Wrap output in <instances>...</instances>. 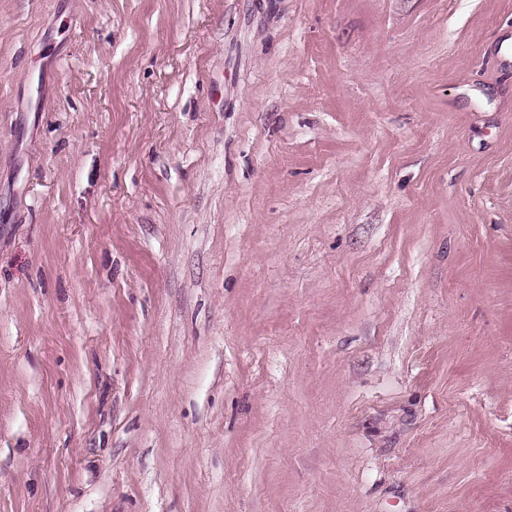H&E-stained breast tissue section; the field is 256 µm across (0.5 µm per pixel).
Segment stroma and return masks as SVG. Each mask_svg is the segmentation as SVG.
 <instances>
[{
    "instance_id": "1",
    "label": "stroma",
    "mask_w": 512,
    "mask_h": 512,
    "mask_svg": "<svg viewBox=\"0 0 512 512\" xmlns=\"http://www.w3.org/2000/svg\"><path fill=\"white\" fill-rule=\"evenodd\" d=\"M0 512H512V0H0Z\"/></svg>"
}]
</instances>
